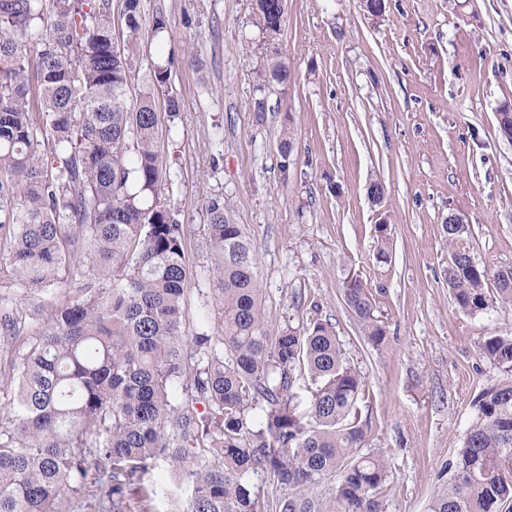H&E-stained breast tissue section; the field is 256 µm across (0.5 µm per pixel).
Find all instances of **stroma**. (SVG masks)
Here are the masks:
<instances>
[{
	"mask_svg": "<svg viewBox=\"0 0 512 512\" xmlns=\"http://www.w3.org/2000/svg\"><path fill=\"white\" fill-rule=\"evenodd\" d=\"M385 3L373 17L361 0H288L271 40L253 23L252 0H141L144 31L159 15L168 30L141 50L131 92L146 89L154 64L168 65L157 149L163 196L191 229L190 332L224 318L206 230L216 197L254 245L271 323H331L364 376L362 446L388 462L384 512H427L477 421L479 394L506 378L482 344L512 335V305L457 307L442 225L451 214L468 225L488 274L512 268V141L498 131L500 109L512 106V0ZM275 56L290 78L258 91L256 73ZM375 179L378 204L368 196ZM352 276L368 288L382 344L344 300ZM247 484L264 512L298 494L264 469Z\"/></svg>",
	"mask_w": 512,
	"mask_h": 512,
	"instance_id": "obj_1",
	"label": "stroma"
}]
</instances>
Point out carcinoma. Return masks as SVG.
I'll return each instance as SVG.
<instances>
[{"instance_id":"carcinoma-1","label":"carcinoma","mask_w":512,"mask_h":512,"mask_svg":"<svg viewBox=\"0 0 512 512\" xmlns=\"http://www.w3.org/2000/svg\"><path fill=\"white\" fill-rule=\"evenodd\" d=\"M262 31L277 35L286 0H256ZM123 49L110 0H0V288L30 293L74 281L30 336L0 309V337L17 359L0 368L15 386L0 420V512H130L157 495L145 476L159 462L186 493L184 512H263L246 477L268 468L308 487L339 477L336 512H384L387 461L361 453V374L346 364L332 324L273 329L261 304L250 238L224 203L207 205L224 319L211 334L186 331L189 227L160 198L155 92L130 98L133 60L166 29L142 32L140 0H122ZM41 111H30V43ZM259 89L288 83L277 60ZM46 141V151L39 149ZM454 300L465 312L512 302V269L493 275L465 257L468 227L442 225ZM345 298L368 340L385 330L366 285ZM483 355L512 371V336H490ZM317 383L309 423L292 405L295 371ZM478 420L428 512H512V380L484 390ZM282 512H321L302 494Z\"/></svg>"}]
</instances>
